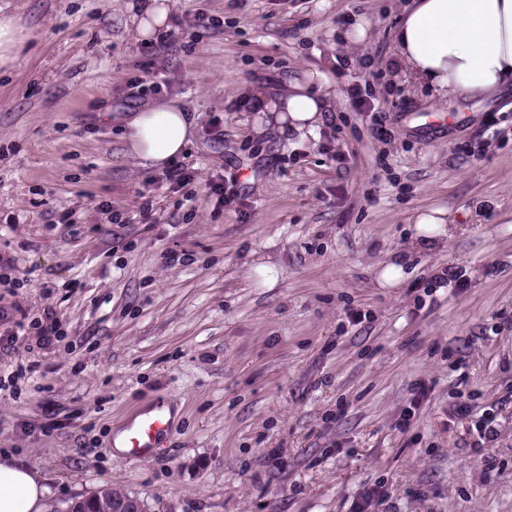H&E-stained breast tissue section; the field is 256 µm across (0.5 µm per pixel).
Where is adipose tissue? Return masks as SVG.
<instances>
[{"instance_id": "1", "label": "adipose tissue", "mask_w": 512, "mask_h": 512, "mask_svg": "<svg viewBox=\"0 0 512 512\" xmlns=\"http://www.w3.org/2000/svg\"><path fill=\"white\" fill-rule=\"evenodd\" d=\"M391 66L444 104L489 98L512 84V0H411L393 33ZM239 111L265 115L273 135L316 131L329 101L295 82L253 85ZM129 152L154 167L180 155L194 135L185 110L162 100L125 119ZM40 477L10 454H0V512H51Z\"/></svg>"}]
</instances>
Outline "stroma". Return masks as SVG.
<instances>
[{
	"label": "stroma",
	"mask_w": 512,
	"mask_h": 512,
	"mask_svg": "<svg viewBox=\"0 0 512 512\" xmlns=\"http://www.w3.org/2000/svg\"><path fill=\"white\" fill-rule=\"evenodd\" d=\"M126 3L0 0L29 34L0 68V252L17 262L0 307H53L63 332L0 344V451L56 512L104 487L150 512H512V85L444 113L395 77L403 0H172L218 26L153 55ZM146 67L194 125L193 200L128 152L120 118L140 105L118 89ZM291 81L332 112L313 135L255 134L237 96ZM216 178L235 194L220 208L203 194ZM434 209L451 233L427 249L415 219ZM448 267L462 288L440 286ZM22 362L37 371L14 380ZM156 400L167 446L130 460L113 443ZM459 401L495 417L482 454Z\"/></svg>",
	"instance_id": "1"
}]
</instances>
